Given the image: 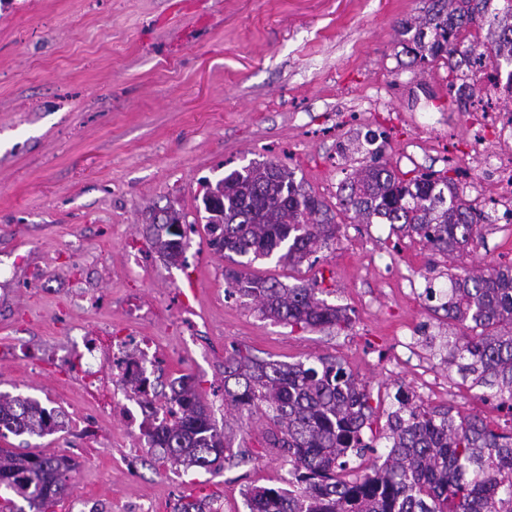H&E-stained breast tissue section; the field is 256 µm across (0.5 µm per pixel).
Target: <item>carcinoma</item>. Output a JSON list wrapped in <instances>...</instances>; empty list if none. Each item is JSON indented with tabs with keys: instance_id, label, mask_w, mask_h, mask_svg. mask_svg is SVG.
I'll list each match as a JSON object with an SVG mask.
<instances>
[{
	"instance_id": "carcinoma-1",
	"label": "carcinoma",
	"mask_w": 512,
	"mask_h": 512,
	"mask_svg": "<svg viewBox=\"0 0 512 512\" xmlns=\"http://www.w3.org/2000/svg\"><path fill=\"white\" fill-rule=\"evenodd\" d=\"M423 16L403 20L406 54L415 61L443 57L461 71L471 58L495 61L512 51V0H424ZM493 32L462 50L458 35L478 20ZM224 190L216 219L224 237L210 244L253 262L272 255L290 267L308 260L335 238L339 224L328 205L296 183L288 168L273 162L233 171L208 190ZM342 210L362 224H388L392 232L417 236L442 256L462 255L479 240L483 212L460 196L448 177L423 173L409 181L384 165H367L347 177ZM152 244L171 262L176 245L165 224L154 225ZM231 294L258 304L260 311L292 328L346 327L347 310L320 298L323 289L288 288L275 279L224 272ZM448 300L435 306L448 322L462 326L448 337V367L462 381L491 390L497 407L512 413V265L448 275ZM320 366L260 361L235 351L224 362V401L268 419L266 442L288 458L286 492L256 487L250 512H512V432L498 433L478 416H455L452 409H428L399 389L397 408L387 420V455L372 461L369 473L351 477L349 456L362 457L373 413L370 396L336 361ZM176 412L146 436L164 459L184 469L218 471L241 457L224 429L199 399L192 376L169 384ZM52 414L28 398L0 395V436H41ZM73 460L32 451L0 448V512H14L13 497L29 512H46L68 490Z\"/></svg>"
}]
</instances>
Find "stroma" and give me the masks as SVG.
<instances>
[{
    "instance_id": "obj_1",
    "label": "stroma",
    "mask_w": 512,
    "mask_h": 512,
    "mask_svg": "<svg viewBox=\"0 0 512 512\" xmlns=\"http://www.w3.org/2000/svg\"><path fill=\"white\" fill-rule=\"evenodd\" d=\"M422 0H0V393L35 399L59 425L43 436H0V448L65 454L67 495L102 512H249L248 490L288 485L287 461L267 448L265 419L239 420L224 402V361L235 350L311 366L341 362L374 409L353 459L364 475L387 452L391 396L476 415L499 432L512 415L449 368L448 319L423 290L448 276L512 260V224L487 221L470 253L445 258L386 224L339 210L338 188L368 164L365 136L384 134L381 160L402 179L435 159L400 158L412 136L403 113L417 97L429 117L465 134L464 110L444 82L446 60L413 62L397 33ZM353 147L339 152L349 113ZM274 161L324 200L340 226L314 263L259 259L247 273L293 287L317 283L346 308L348 328L298 329L226 296L231 262L209 244L197 207L207 184ZM189 229L178 262L146 235L153 209ZM434 337L424 346L422 335ZM104 336L154 343L148 375L194 376L196 390L245 461L212 473L159 460L123 411L130 386L103 372L88 395L65 362Z\"/></svg>"
}]
</instances>
